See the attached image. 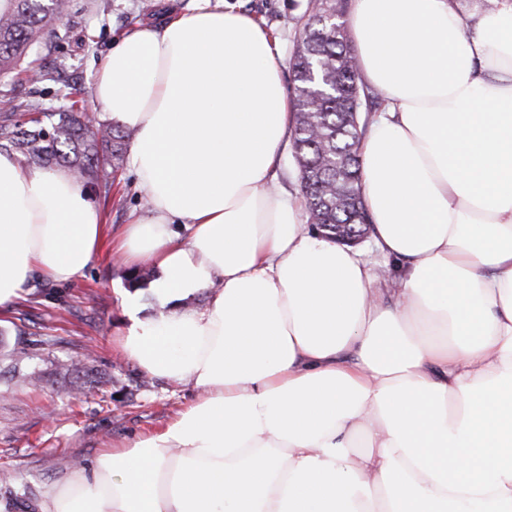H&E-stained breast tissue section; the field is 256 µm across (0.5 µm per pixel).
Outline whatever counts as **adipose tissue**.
<instances>
[{
	"label": "adipose tissue",
	"instance_id": "1",
	"mask_svg": "<svg viewBox=\"0 0 512 512\" xmlns=\"http://www.w3.org/2000/svg\"><path fill=\"white\" fill-rule=\"evenodd\" d=\"M348 26L385 99L360 182L386 278L273 189L292 101L253 15L201 0L100 62L149 199L112 244L163 309L124 296L121 348L196 396L43 512H512V0H354ZM103 227L68 170L0 152V310Z\"/></svg>",
	"mask_w": 512,
	"mask_h": 512
}]
</instances>
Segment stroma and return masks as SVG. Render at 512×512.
Here are the masks:
<instances>
[{"mask_svg": "<svg viewBox=\"0 0 512 512\" xmlns=\"http://www.w3.org/2000/svg\"><path fill=\"white\" fill-rule=\"evenodd\" d=\"M69 0L65 15L51 21L26 69L57 68L61 81L91 87L95 70L114 42L140 24L191 11L197 0ZM308 0H224L225 7L253 14L277 36L291 57ZM105 227L97 261L71 283L33 274L11 310L0 315V512H40L51 487L73 471H89L98 456L126 439L159 431L195 396L188 384L147 377L119 345L124 327L121 300L128 285L117 264L112 237L141 211V191L131 169L118 175L109 197L95 196ZM25 349L20 365L9 352ZM91 352L85 368L72 357Z\"/></svg>", "mask_w": 512, "mask_h": 512, "instance_id": "stroma-1", "label": "stroma"}]
</instances>
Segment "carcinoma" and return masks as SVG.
I'll use <instances>...</instances> for the list:
<instances>
[{
    "mask_svg": "<svg viewBox=\"0 0 512 512\" xmlns=\"http://www.w3.org/2000/svg\"><path fill=\"white\" fill-rule=\"evenodd\" d=\"M68 0H6L0 8V75L21 66L48 23L66 10ZM345 10V0H321L302 17L292 58L291 132L299 181L310 221L322 235L340 241L354 230L367 234L369 215L361 199L360 144L372 113L384 104L380 92L360 78L344 35L321 25L323 14ZM70 102L54 112L32 97L19 104L0 97V149L20 155L27 167H65L77 181L109 193L124 168L123 130L85 111L68 86L58 90ZM29 114L22 122L17 110ZM128 286L143 288L154 278L149 268L125 270Z\"/></svg>",
    "mask_w": 512,
    "mask_h": 512,
    "instance_id": "carcinoma-1",
    "label": "carcinoma"
}]
</instances>
